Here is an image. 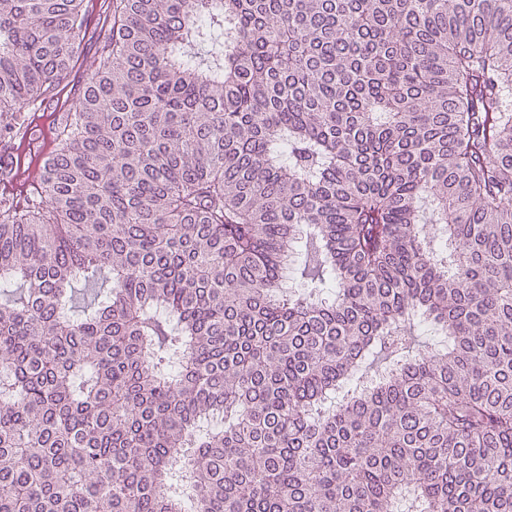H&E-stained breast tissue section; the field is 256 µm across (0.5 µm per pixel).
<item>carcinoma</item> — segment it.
<instances>
[{
  "label": "carcinoma",
  "instance_id": "1",
  "mask_svg": "<svg viewBox=\"0 0 512 512\" xmlns=\"http://www.w3.org/2000/svg\"><path fill=\"white\" fill-rule=\"evenodd\" d=\"M111 2L0 212V512H512V0ZM84 3L0 0L1 139ZM94 4L93 9H90L87 22V34L85 39L84 48L81 57L75 62L67 81L57 89L53 94L49 95L43 101L37 102L32 106V111L35 112V120L32 123V130L24 142H4L9 145L13 151V160L19 162L21 160V168L29 167L30 173L29 180L32 181L34 176H38L40 172V155L44 151L47 153L48 149H53L54 145L46 138L48 126L52 122H59L57 118L58 113L72 112V105L81 92V87L87 80L91 72H93L99 65L101 57V29L105 27L108 19V0H92ZM31 114V115H32ZM0 143V151L1 144Z\"/></svg>",
  "mask_w": 512,
  "mask_h": 512
}]
</instances>
